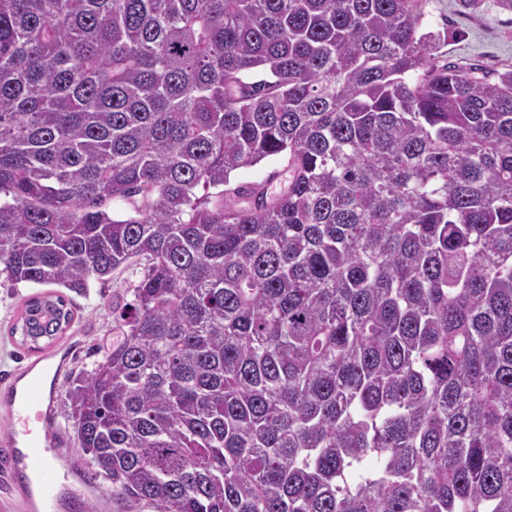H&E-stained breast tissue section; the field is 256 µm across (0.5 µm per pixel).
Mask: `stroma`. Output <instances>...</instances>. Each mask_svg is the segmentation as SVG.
Listing matches in <instances>:
<instances>
[{"instance_id":"1","label":"stroma","mask_w":512,"mask_h":512,"mask_svg":"<svg viewBox=\"0 0 512 512\" xmlns=\"http://www.w3.org/2000/svg\"><path fill=\"white\" fill-rule=\"evenodd\" d=\"M425 12L435 30L448 33L449 59L473 60L490 68L512 65V13L497 7L495 0H482L477 10L464 9L460 0H427ZM131 270H119L107 281H91L87 293L72 295L74 319L71 326L41 349L23 347L10 328L19 318L24 302L40 293L37 285L10 287L0 276V390L26 374L31 366L54 380L49 412L54 436L47 455L54 460L63 481L79 479L96 488L106 512H152L143 503L114 495L110 482L93 477L72 426L68 390L81 374L92 370L117 340L120 330L113 304L132 302Z\"/></svg>"}]
</instances>
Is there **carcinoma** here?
Wrapping results in <instances>:
<instances>
[{"label": "carcinoma", "mask_w": 512, "mask_h": 512, "mask_svg": "<svg viewBox=\"0 0 512 512\" xmlns=\"http://www.w3.org/2000/svg\"><path fill=\"white\" fill-rule=\"evenodd\" d=\"M425 5L0 0V275L139 270L68 392L116 495L512 512V66L448 61ZM272 157L279 194L232 185Z\"/></svg>", "instance_id": "carcinoma-1"}]
</instances>
